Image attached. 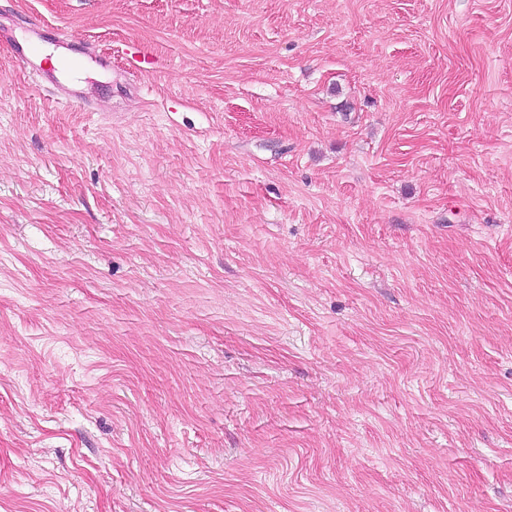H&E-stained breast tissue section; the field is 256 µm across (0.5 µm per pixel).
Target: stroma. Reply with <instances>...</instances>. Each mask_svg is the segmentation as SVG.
Returning a JSON list of instances; mask_svg holds the SVG:
<instances>
[{
	"label": "stroma",
	"mask_w": 512,
	"mask_h": 512,
	"mask_svg": "<svg viewBox=\"0 0 512 512\" xmlns=\"http://www.w3.org/2000/svg\"><path fill=\"white\" fill-rule=\"evenodd\" d=\"M0 512H512V0H0Z\"/></svg>",
	"instance_id": "1"
}]
</instances>
